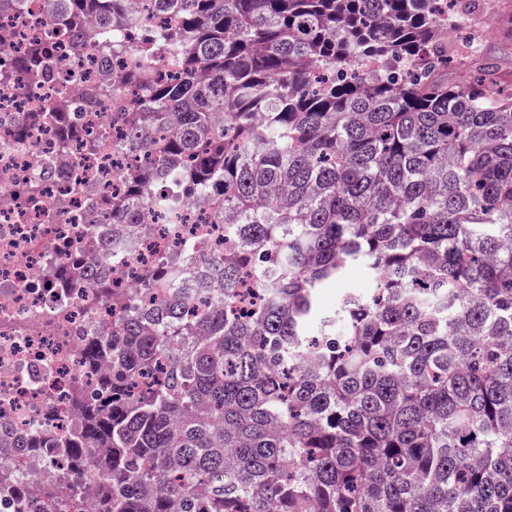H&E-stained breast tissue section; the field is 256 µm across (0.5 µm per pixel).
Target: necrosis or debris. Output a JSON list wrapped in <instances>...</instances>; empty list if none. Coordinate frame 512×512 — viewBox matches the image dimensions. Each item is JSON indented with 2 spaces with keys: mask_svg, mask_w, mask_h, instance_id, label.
Returning a JSON list of instances; mask_svg holds the SVG:
<instances>
[{
  "mask_svg": "<svg viewBox=\"0 0 512 512\" xmlns=\"http://www.w3.org/2000/svg\"><path fill=\"white\" fill-rule=\"evenodd\" d=\"M49 15L46 0L0 11V32L10 36L0 51V70L12 73L0 83V420L19 433L47 426L65 434L81 423L69 406L73 384L82 382L90 392L96 388L98 374L88 368L84 347L111 325L112 305L95 300L87 283L66 288L55 277L72 255L88 261L98 256L88 240L111 234L112 215L103 203L121 192V175L133 159L122 148L125 130L114 121L111 104L84 113L79 133L67 139L57 127L31 120L40 102L77 106V83L106 85L122 62L117 55L105 67L96 54L53 39ZM35 41L49 44L55 60L53 79L39 85L13 70ZM20 126L21 138L15 134ZM81 167L92 171L87 184L68 189L67 177ZM32 178L39 179L40 192L26 205L16 186ZM167 193L177 200L179 223H159L155 211H146L135 251L120 260L122 285L140 305L170 295L166 288L138 286L142 266L160 259L181 262L188 240L206 252L233 246L223 225L202 223L178 186Z\"/></svg>",
  "mask_w": 512,
  "mask_h": 512,
  "instance_id": "1",
  "label": "necrosis or debris"
}]
</instances>
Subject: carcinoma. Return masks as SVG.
Instances as JSON below:
<instances>
[{
	"instance_id": "obj_1",
	"label": "carcinoma",
	"mask_w": 512,
	"mask_h": 512,
	"mask_svg": "<svg viewBox=\"0 0 512 512\" xmlns=\"http://www.w3.org/2000/svg\"><path fill=\"white\" fill-rule=\"evenodd\" d=\"M126 2L53 0L50 17L55 38L128 57L80 99L92 112L109 97L125 146L154 155L112 198V248L132 249L118 225L147 204L176 215L167 180L237 246L187 244L224 281L196 318L199 283L177 265L141 268L179 293L138 307L122 268L69 259L112 301V332L85 347L110 370L93 394L73 388L68 436L0 422V451L51 444L63 464L28 487L0 471V491L58 512L104 448L96 512H512V99L438 78L448 26H470L476 0H149L173 17L162 32ZM133 28L134 45L110 38ZM168 51L180 74L154 75ZM16 66L41 84L54 62L33 44ZM35 116L78 130L49 103ZM355 263L371 299L346 295L310 335L317 288ZM247 272L263 298L240 316Z\"/></svg>"
}]
</instances>
